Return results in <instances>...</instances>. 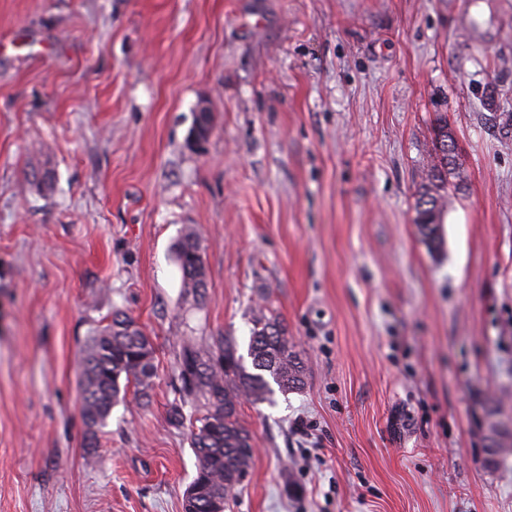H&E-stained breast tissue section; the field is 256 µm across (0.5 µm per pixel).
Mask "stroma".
Instances as JSON below:
<instances>
[{"label": "stroma", "instance_id": "stroma-1", "mask_svg": "<svg viewBox=\"0 0 512 512\" xmlns=\"http://www.w3.org/2000/svg\"><path fill=\"white\" fill-rule=\"evenodd\" d=\"M440 114L458 161L432 250ZM258 299L307 379L241 405L229 512H512L485 431L512 415V0H0V512H184L182 342L247 354ZM116 309L156 377L90 449L75 360ZM433 154L426 182L422 185L416 204V223L431 249L439 248L441 238L439 222L441 210L448 194V169L455 161L456 147L452 131L445 116H438L433 127ZM449 162V163H448ZM423 205L421 210L417 207ZM175 259L181 272L182 288L197 303H202L207 293V281L201 244L192 230H186L177 242Z\"/></svg>", "mask_w": 512, "mask_h": 512}]
</instances>
